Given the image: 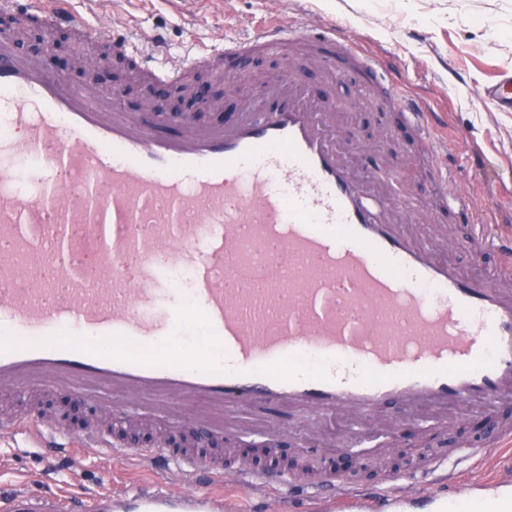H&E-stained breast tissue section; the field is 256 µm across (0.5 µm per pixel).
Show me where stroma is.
I'll return each instance as SVG.
<instances>
[{
	"label": "stroma",
	"mask_w": 512,
	"mask_h": 512,
	"mask_svg": "<svg viewBox=\"0 0 512 512\" xmlns=\"http://www.w3.org/2000/svg\"><path fill=\"white\" fill-rule=\"evenodd\" d=\"M67 6L92 24L163 33L176 57L197 44L247 37L267 15L292 30L333 25L353 32L363 37L369 53L386 61L388 76L406 102L446 113L448 163L471 193L478 216L512 225V198H493L478 166L479 157H487L503 179L512 180V112L488 107L480 98L496 76L512 75V0H68ZM299 69L315 95L342 105L336 120L347 147L362 145L370 133L380 140V148L364 157V168L377 177L394 175L400 197L428 212L435 229H446L455 238L449 262L470 274L492 268L494 255L476 263L463 248L468 230L451 222L445 201L436 196L429 153L402 113L388 108L380 92H367L349 68L339 65L322 73L316 61H302L298 50L284 45L249 58L253 79L245 87L232 89L217 81L210 94L229 109L236 101L258 97L273 77ZM264 415L288 428L296 447L314 449L325 463L340 459V452L304 435L299 412L268 408ZM494 426L486 414L466 412L444 435L432 419L404 423L390 435L372 428L350 475L359 482H378L403 471L402 457L416 463L423 450H437L440 442L458 448L491 438ZM163 485V476L150 467L109 462L93 448L49 475L37 449L0 436V497L22 490L89 499L115 492L126 497V512H138L134 493Z\"/></svg>",
	"instance_id": "obj_1"
}]
</instances>
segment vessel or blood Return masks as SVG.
I'll use <instances>...</instances> for the list:
<instances>
[{"label":"vessel or blood","instance_id":"b4317fda","mask_svg":"<svg viewBox=\"0 0 512 512\" xmlns=\"http://www.w3.org/2000/svg\"><path fill=\"white\" fill-rule=\"evenodd\" d=\"M63 0H6L46 32L75 29L128 55L156 93L200 63L289 41L320 51L381 87L434 160L438 195L470 225L473 259L512 268V227L474 222L441 151L434 112L405 105L385 69L335 27L285 31L277 18L239 41L173 61L157 37L100 33L63 11ZM0 30V106L15 131L0 140V400L63 389L93 417L71 431L35 413L0 416V428L49 464L98 448L114 460L178 474L182 492L143 488L142 512H242L244 499L281 512H407L402 484L461 512L466 487L478 512H512V478L461 484L459 448L366 486L329 472L303 479L225 455L228 414L262 405L312 420L361 424L386 408L447 412L461 404L512 414V283L449 263L447 238L416 227L411 203L363 180L341 144L334 108L296 77L271 80L261 97L203 123L130 114L94 83L74 87L43 57ZM485 100L512 108V76ZM37 183V193H19ZM187 265L193 309L163 305L168 265ZM51 277H44V269ZM201 327L215 362L170 346L185 324ZM154 429L132 447L131 430ZM0 512H86L83 498L20 492Z\"/></svg>","mask_w":512,"mask_h":512}]
</instances>
